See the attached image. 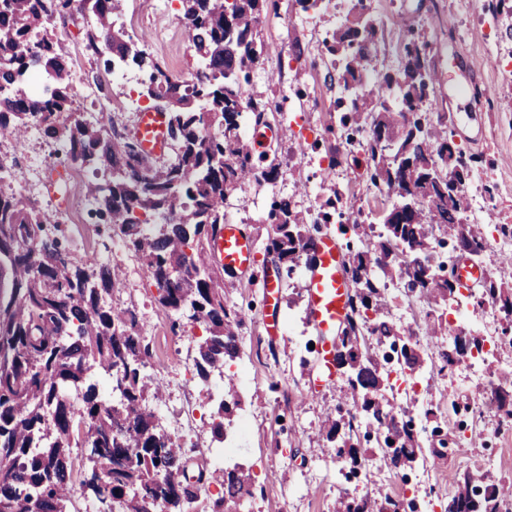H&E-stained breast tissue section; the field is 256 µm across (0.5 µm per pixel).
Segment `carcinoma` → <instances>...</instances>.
Here are the masks:
<instances>
[{
    "instance_id": "cac0c4a2",
    "label": "carcinoma",
    "mask_w": 512,
    "mask_h": 512,
    "mask_svg": "<svg viewBox=\"0 0 512 512\" xmlns=\"http://www.w3.org/2000/svg\"><path fill=\"white\" fill-rule=\"evenodd\" d=\"M127 0H0V134L23 138L38 128L61 141L70 162L92 164L112 178L90 181L86 193L108 233L134 252L158 289V303L173 316L204 327L196 344L199 379L240 352L242 312L229 298L233 284L210 260L209 240L224 223V201L241 185L271 183L278 170L259 169L243 128L265 118V103L245 94L250 74L266 53L260 37L263 0H181L182 23L203 67L180 80L134 49L131 37L113 27V15ZM92 11L86 33L91 54L111 55L106 66L132 63L149 72L146 93L167 113L174 159L150 163L125 132L75 117L69 84L70 60L53 29L56 19ZM330 80L360 86L340 117L343 127L369 125L363 145L366 174L379 193L396 198L379 231L374 225H342L360 247L348 252L344 272L354 286L338 358L348 366L345 401L329 421L327 439L337 456L363 466L358 447L373 442L383 462L399 472L424 454L427 444L412 420L397 410L390 390L388 353L403 370L420 376L430 357L417 333H402L387 318V281H401L405 294L438 303L457 295L430 265L447 244L482 257L487 239L461 222L466 208L467 165L441 126L421 123V105L434 93L436 72L425 37L410 32L395 73L372 66L378 54L376 26L360 17L326 32ZM43 79L42 94L29 93V75ZM448 157L446 175L439 161ZM458 179L448 194V178ZM418 192L424 203L408 208L404 195ZM161 216L147 224L139 212ZM63 214H47L21 192L0 189V512H69L77 493L89 494L98 512H245L254 495L252 476L242 469H212L192 459L176 437L157 431L151 400L161 385L147 376L152 352L137 330L131 309L108 305L104 295L120 284L108 263L91 267L76 259L60 267L70 250L59 227ZM266 254L288 272L311 249V217L285 200L267 214ZM483 296L505 313L512 331V265L485 276ZM424 335L448 333L444 366L480 349L483 337L462 326L448 328L439 314L426 316ZM490 410L512 418V375L491 382ZM224 400L212 419V439L224 443V419L239 405L238 380L223 381ZM80 402L71 400V393ZM89 468L75 469L73 446ZM224 488L203 510L201 491ZM512 497V483L489 484L487 475L468 472L448 499L446 512H500ZM336 512H374L365 498L345 494Z\"/></svg>"
}]
</instances>
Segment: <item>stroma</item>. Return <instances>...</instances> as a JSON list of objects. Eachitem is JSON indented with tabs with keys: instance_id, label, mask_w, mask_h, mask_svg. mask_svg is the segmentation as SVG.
<instances>
[{
	"instance_id": "1",
	"label": "stroma",
	"mask_w": 512,
	"mask_h": 512,
	"mask_svg": "<svg viewBox=\"0 0 512 512\" xmlns=\"http://www.w3.org/2000/svg\"><path fill=\"white\" fill-rule=\"evenodd\" d=\"M351 6L352 0H322L320 7L307 10L297 0L264 2L262 38L267 52L246 91L266 104L261 128L274 137L262 153L277 159L278 176L271 185L243 186L224 205L225 220L241 224L256 245L264 243V218L276 199H288L297 211L328 213L322 229L335 235L341 247H355L359 241L354 234H341L340 225L378 223L391 206L355 164L363 155L366 131L352 134L354 162H335L334 147L343 133L336 102L347 92L326 75L323 39L345 21ZM370 11L378 28L376 64L381 70H399L404 32L426 31L429 62L439 80L422 111L430 123L446 125L449 141L470 160L464 220L478 225L488 240L512 243V39L499 15L490 9L489 0H371ZM182 13L181 0H170L164 13L152 10L148 0H127L115 25L144 44L154 62L182 79L198 65ZM86 30L80 15L57 30L72 68L81 70L94 88L92 95H77V110L95 112L104 124L132 128L138 115L124 104L129 96H139L146 75L133 66L130 81L113 80L104 59L86 50ZM55 145L41 132L20 142L0 136V160L21 169L27 156L53 155ZM336 187L343 191L342 201L327 207ZM64 227L77 259L89 261L101 248L104 223L91 211L66 218ZM112 247L106 261L121 267L125 278L107 302L135 309L138 315L140 332L152 352L147 370L165 389L156 416L189 426L185 445L211 457L214 401L194 367V347L203 329L188 323L180 333H172L171 318L158 304V292L140 259L120 240H113ZM267 277L282 283L278 308L284 331L277 335L265 330ZM230 298L244 316L241 356L233 366L246 370L249 379L239 390L234 418L248 420L249 428L235 435V451L226 462L239 464L255 480L249 512H334L343 491L380 504L389 497L405 498L415 502L418 512H445L465 472L481 470L491 481L512 482V422L492 413L476 419L466 410L477 381L460 360L421 381L429 401L438 407L436 423L448 439L446 455L426 453L413 468L399 473L377 464L351 475L350 465L337 457L322 425L326 414L336 410L345 370H338L331 386L310 391L319 366L313 348L318 336L307 313L303 276L259 260L239 273ZM451 394L464 405L459 413L448 411Z\"/></svg>"
}]
</instances>
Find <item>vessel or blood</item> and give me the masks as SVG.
Returning a JSON list of instances; mask_svg holds the SVG:
<instances>
[{
  "label": "vessel or blood",
  "mask_w": 512,
  "mask_h": 512,
  "mask_svg": "<svg viewBox=\"0 0 512 512\" xmlns=\"http://www.w3.org/2000/svg\"><path fill=\"white\" fill-rule=\"evenodd\" d=\"M140 153L149 161L164 157L169 147L165 112L159 109L140 113L132 130ZM209 257L226 272L234 273L250 266L255 250L241 225L228 222L217 225L211 237ZM312 263L305 280L308 306L315 328L322 338L321 373L315 388L330 385L336 375V333L343 324L353 286L344 280L342 255L331 235L317 238L311 249ZM481 267L469 259H461L455 268L456 284L462 294H471L481 281Z\"/></svg>",
  "instance_id": "1"
}]
</instances>
